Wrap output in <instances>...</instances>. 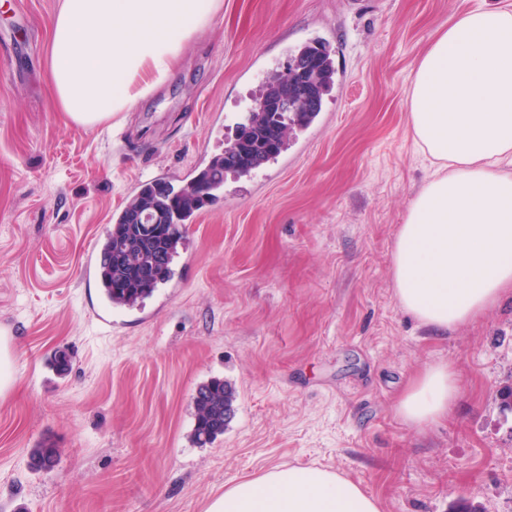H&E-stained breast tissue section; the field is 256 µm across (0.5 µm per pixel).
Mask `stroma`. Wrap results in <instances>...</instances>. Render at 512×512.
Masks as SVG:
<instances>
[{"label": "stroma", "mask_w": 512, "mask_h": 512, "mask_svg": "<svg viewBox=\"0 0 512 512\" xmlns=\"http://www.w3.org/2000/svg\"><path fill=\"white\" fill-rule=\"evenodd\" d=\"M166 84L133 111L74 124L49 74L62 0H0V512H205L227 484L316 465L382 512H512V296L433 334L398 306V227L428 165L413 71L454 13L502 0H222ZM330 50L319 119L274 162L227 176L186 230L174 275L134 309L87 273L128 196L181 184L222 152L268 70ZM67 349L57 375L49 359ZM447 364L462 396L422 429L396 413L413 375ZM228 382L234 415L190 439L192 398ZM61 450L50 471L29 452ZM60 448L52 442H42L30 451V466L37 471L52 470L60 457Z\"/></svg>", "instance_id": "stroma-1"}]
</instances>
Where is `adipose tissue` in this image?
<instances>
[{
  "label": "adipose tissue",
  "instance_id": "ef3b65f1",
  "mask_svg": "<svg viewBox=\"0 0 512 512\" xmlns=\"http://www.w3.org/2000/svg\"><path fill=\"white\" fill-rule=\"evenodd\" d=\"M220 0H63L50 72L70 120L94 126L162 87ZM411 132L433 174L391 255L397 304L435 332L475 322L512 294V0L456 16L418 61ZM461 395L445 364L419 371L396 411L415 428L448 417ZM205 512H381L333 471L275 467L226 486Z\"/></svg>",
  "mask_w": 512,
  "mask_h": 512
}]
</instances>
